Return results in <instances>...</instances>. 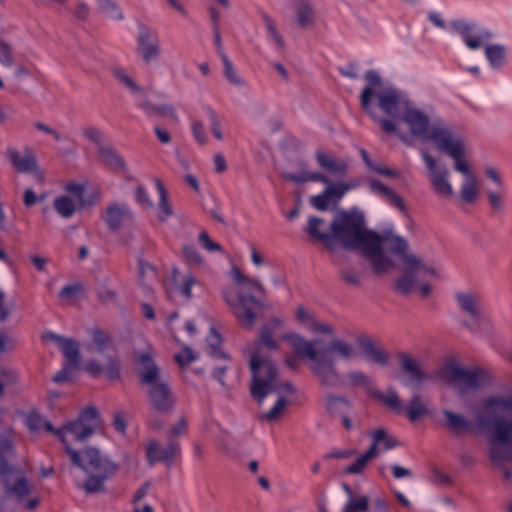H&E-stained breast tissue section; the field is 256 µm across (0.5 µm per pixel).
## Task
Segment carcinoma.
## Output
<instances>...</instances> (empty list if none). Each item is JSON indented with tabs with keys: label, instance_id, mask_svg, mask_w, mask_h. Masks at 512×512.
I'll return each instance as SVG.
<instances>
[{
	"label": "carcinoma",
	"instance_id": "cac0c4a2",
	"mask_svg": "<svg viewBox=\"0 0 512 512\" xmlns=\"http://www.w3.org/2000/svg\"><path fill=\"white\" fill-rule=\"evenodd\" d=\"M467 46L487 58L497 55L498 47L470 26H461ZM364 111L382 131L392 133L394 140L421 158L427 174L436 182L448 186V191L462 200L473 198L478 190V173L468 163L469 153L463 138L436 112L416 100L382 74L371 75L360 90ZM30 183L27 191L37 200L43 179L36 164L26 166ZM304 192L303 202L312 206L322 196L327 202L319 208L322 215L308 214V228L332 252L341 257H357L364 265L381 266L396 275L402 283L411 285L421 272L420 257L407 239L382 216L373 215L358 203L347 200L349 183L343 169L323 160L302 164L292 175ZM52 202L45 207L58 221L63 212L81 214L89 205L90 189L68 181L50 191ZM16 313V300L11 289L0 282V512H25L38 499L41 481L50 476L52 468L35 470L18 461L22 435L32 439L49 438L62 452L69 477L86 498L96 500L112 484L116 465L114 452L107 446L105 409L88 402L62 418L38 405L19 407L18 379L10 367L15 348L11 325ZM54 346L60 366L52 375L54 395L79 378H112V349L104 336H56ZM249 359L261 364L253 375L255 398L275 410L288 399V380L270 345L255 346ZM138 383L154 407H172L171 384L153 357L144 355L136 369ZM462 396L470 415L479 425L487 422L485 405Z\"/></svg>",
	"mask_w": 512,
	"mask_h": 512
}]
</instances>
